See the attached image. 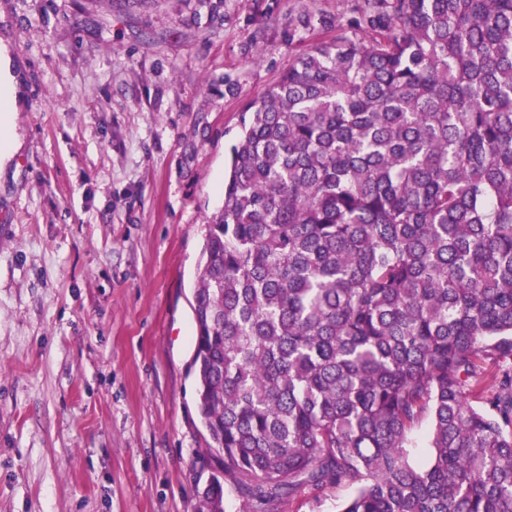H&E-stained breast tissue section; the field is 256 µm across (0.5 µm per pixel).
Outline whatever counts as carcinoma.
<instances>
[{
    "mask_svg": "<svg viewBox=\"0 0 512 512\" xmlns=\"http://www.w3.org/2000/svg\"><path fill=\"white\" fill-rule=\"evenodd\" d=\"M241 126L193 292L199 512L225 476L512 512V0H364Z\"/></svg>",
    "mask_w": 512,
    "mask_h": 512,
    "instance_id": "obj_1",
    "label": "carcinoma"
}]
</instances>
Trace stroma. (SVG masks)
<instances>
[{"instance_id":"35a3bbf8","label":"stroma","mask_w":512,"mask_h":512,"mask_svg":"<svg viewBox=\"0 0 512 512\" xmlns=\"http://www.w3.org/2000/svg\"><path fill=\"white\" fill-rule=\"evenodd\" d=\"M355 0H0V512H198L193 289L244 107ZM305 12L322 24L302 30ZM234 89H226L225 80ZM351 485L267 512H339ZM15 78L11 71V56L8 49L0 46V104L1 112L11 111L16 106Z\"/></svg>"}]
</instances>
